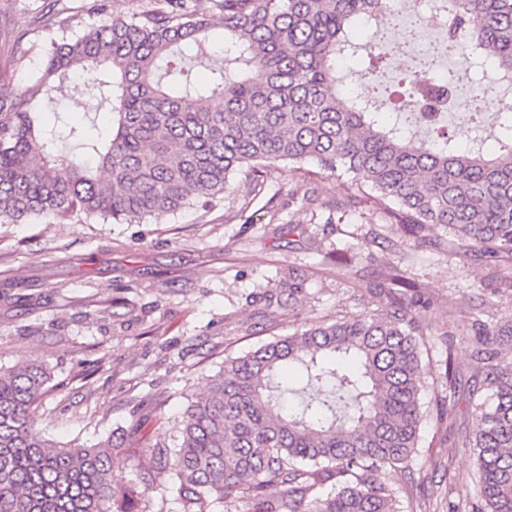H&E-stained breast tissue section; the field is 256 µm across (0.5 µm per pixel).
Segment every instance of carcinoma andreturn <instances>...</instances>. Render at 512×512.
<instances>
[{
    "instance_id": "carcinoma-1",
    "label": "carcinoma",
    "mask_w": 512,
    "mask_h": 512,
    "mask_svg": "<svg viewBox=\"0 0 512 512\" xmlns=\"http://www.w3.org/2000/svg\"><path fill=\"white\" fill-rule=\"evenodd\" d=\"M441 46L472 43L489 58L496 82L479 86L482 113L499 129L492 158L461 151L448 134L406 136L384 118L385 91L349 97L336 85L338 62L355 55L357 22L374 24L384 0H149L131 17L108 16L42 50V68L0 98V224L50 217L140 224L199 201L224 199L230 178L261 187L280 162L313 163L346 175L390 224L419 244L434 224L452 231L451 248H479L512 262V112L494 110L496 86L512 83V0H447ZM224 23V58L208 54L211 17ZM211 75L194 84L190 66ZM401 78L411 115L435 132L453 81L430 86L428 59ZM73 74L78 92L108 105V128L46 130L38 96ZM219 98L223 109L208 101ZM72 139L96 155L74 157L60 172L54 153ZM387 303L321 321L254 350L228 356L191 402L175 448H152L147 471L174 472L183 512H212L243 499L252 512H398L385 481L388 466L407 464L418 446L426 341L402 289V270L386 277ZM472 352L489 394L475 404L482 505L512 512V362L493 363L512 320L479 324ZM50 373L17 363L0 370V512H137L117 489L112 441L60 445L31 412ZM455 374L440 418L453 419Z\"/></svg>"
}]
</instances>
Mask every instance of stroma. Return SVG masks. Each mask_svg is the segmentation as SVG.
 <instances>
[{
	"label": "stroma",
	"instance_id": "obj_1",
	"mask_svg": "<svg viewBox=\"0 0 512 512\" xmlns=\"http://www.w3.org/2000/svg\"><path fill=\"white\" fill-rule=\"evenodd\" d=\"M90 3L73 0L49 29L36 21L43 0H0V30L23 38L21 52L0 48V96L38 71L52 39L100 22ZM37 109L48 126L107 124L103 107L68 84L39 97ZM243 183L232 175V191L217 205L140 224L39 218L0 226V368L26 361L49 369L32 411L36 427L63 444L111 440L116 483L141 490L152 447L177 445L184 411L225 357L373 307V289L396 266L420 287L413 312L429 348L418 446L409 466L386 467L385 478L400 512H467L481 500L465 444L475 425L471 355L478 322L512 317V263H493L476 249L449 252L451 234L440 225L429 243L414 245L373 202H348L344 178L311 163L299 171L278 164L248 203ZM310 194L320 203L314 212ZM338 202L345 213L328 223V207ZM291 269L301 293L270 302V281ZM450 365L460 403L455 419L443 421Z\"/></svg>",
	"mask_w": 512,
	"mask_h": 512
}]
</instances>
